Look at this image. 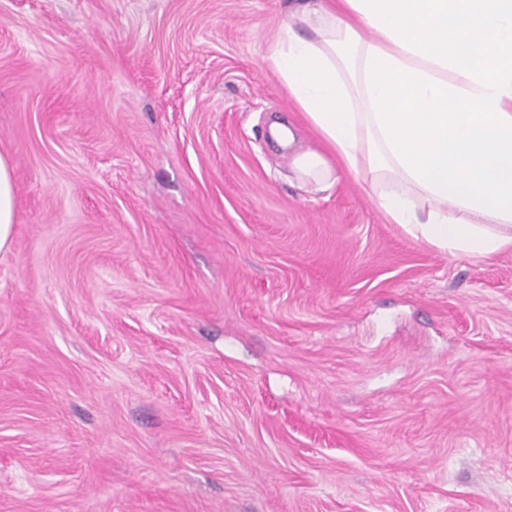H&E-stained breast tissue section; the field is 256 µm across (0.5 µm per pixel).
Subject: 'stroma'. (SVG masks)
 <instances>
[{
    "label": "stroma",
    "instance_id": "1",
    "mask_svg": "<svg viewBox=\"0 0 512 512\" xmlns=\"http://www.w3.org/2000/svg\"><path fill=\"white\" fill-rule=\"evenodd\" d=\"M288 4L0 0V512H512V250L292 177ZM14 179L6 157L0 155V251L8 249L14 224Z\"/></svg>",
    "mask_w": 512,
    "mask_h": 512
}]
</instances>
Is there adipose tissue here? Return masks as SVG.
<instances>
[{
	"label": "adipose tissue",
	"mask_w": 512,
	"mask_h": 512,
	"mask_svg": "<svg viewBox=\"0 0 512 512\" xmlns=\"http://www.w3.org/2000/svg\"><path fill=\"white\" fill-rule=\"evenodd\" d=\"M271 61L326 146L297 180L337 160L412 238L512 249V0H294Z\"/></svg>",
	"instance_id": "adipose-tissue-1"
}]
</instances>
